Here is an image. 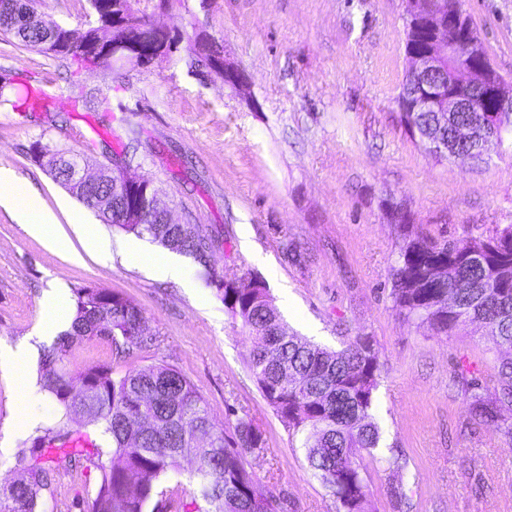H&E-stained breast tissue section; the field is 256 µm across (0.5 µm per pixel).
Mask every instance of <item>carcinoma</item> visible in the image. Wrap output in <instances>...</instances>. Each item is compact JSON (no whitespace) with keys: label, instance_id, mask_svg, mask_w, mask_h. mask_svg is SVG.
<instances>
[{"label":"carcinoma","instance_id":"1","mask_svg":"<svg viewBox=\"0 0 512 512\" xmlns=\"http://www.w3.org/2000/svg\"><path fill=\"white\" fill-rule=\"evenodd\" d=\"M83 31L93 38L112 39L107 17L112 7L128 12L137 22L148 18L140 0H88ZM0 31L25 47L54 57L81 56L76 43L64 52L55 40L65 27L37 10V0H0ZM401 120L416 144L437 133L456 141L458 126L490 119L505 133L503 143L512 145V113L487 117L490 103L476 98L475 111L450 112L444 124L436 112H408L398 97ZM33 157H48L44 166L52 177L102 220L127 233L147 235L153 241H176L174 251L196 257L201 238H210L202 225L199 234L183 224H164L159 214L144 213L138 224H125L127 196L112 192V167L100 166L98 181L72 183L69 159L35 143ZM512 224L492 233L469 236L465 242L438 241L428 236L406 235L393 273L391 296L407 321L426 326L437 336H450L467 323L492 327L491 350L497 355L498 392L484 396L482 387L466 383L471 416L512 439V423L504 418L512 411ZM251 288L224 285V307L241 321L256 340L249 367L266 402L299 437L313 475L322 483L343 512H367V484L362 474L364 455L374 456L381 433L372 414L380 385V367L370 343L357 339L341 350H330L291 334L285 327L266 283L253 279ZM140 309L123 297L99 288L76 292L70 329L43 352V388L63 407L53 428L36 436L38 454L26 460V476L0 484V512H39V499L47 486L43 467L45 452H58L57 460L78 467L83 458L101 455L98 448H64L70 437L68 422L88 414L105 420L104 433L112 447L109 462L100 466L90 512H279L280 495L255 491L256 474L248 456L261 449L262 434L250 421L236 426L235 436L212 423L205 400L177 369L157 364L131 370L120 378L112 368L88 367L72 376L62 370L67 353L78 342L98 338L112 344L117 358L132 356L153 343L142 335ZM94 381L95 400L86 403L81 389ZM196 451V492L191 502L176 499L157 479L179 469L186 449Z\"/></svg>","mask_w":512,"mask_h":512}]
</instances>
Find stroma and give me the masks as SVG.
<instances>
[{"mask_svg": "<svg viewBox=\"0 0 512 512\" xmlns=\"http://www.w3.org/2000/svg\"><path fill=\"white\" fill-rule=\"evenodd\" d=\"M495 69L512 79V0H461ZM404 0H185L160 23L203 36L249 80L246 90L202 80L184 51L137 68L93 67L51 57L0 35V83L46 96L44 112L0 106V166L27 180L51 209L69 249L83 242L69 222L81 201L30 154L34 142L82 154L88 173L137 137L133 176L148 180L177 221L192 218L214 238L210 266L189 261L196 288L121 260L86 255L73 264L27 235L0 209V344L34 334L52 281L68 293L90 286L120 294L142 312L154 346L118 360L110 343L71 348L69 372L108 365L114 376L154 364L177 368L204 398L216 428L237 418L259 426L250 457L260 492L282 491L287 512H338L313 477L303 448L264 400L248 361L253 338L224 308L221 279L264 280L291 331L331 350L362 338L378 354L373 414L382 448L409 466L391 473L364 457L372 512H512V439L475 423L461 375L497 390L488 326L436 336L394 304L392 268L404 232L463 241L512 224V157L489 163L436 161L400 122L408 68ZM409 222L391 223L392 208ZM35 424H13L15 375L0 368V483L21 475L32 440L60 419L46 390ZM40 512H86L96 464L47 460ZM402 487L397 499L393 487Z\"/></svg>", "mask_w": 512, "mask_h": 512, "instance_id": "obj_1", "label": "stroma"}]
</instances>
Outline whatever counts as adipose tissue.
<instances>
[{"mask_svg":"<svg viewBox=\"0 0 512 512\" xmlns=\"http://www.w3.org/2000/svg\"><path fill=\"white\" fill-rule=\"evenodd\" d=\"M22 185V180L11 169L0 167V208L10 213L26 234L51 249L64 250V239L54 213L46 209L32 191L23 190ZM70 222L84 235L88 249L103 261L109 262L118 256L126 262L151 268L159 278L175 280L186 290H193L192 273L173 257L152 252L134 241L113 244L111 239L86 224L81 212H72Z\"/></svg>","mask_w":512,"mask_h":512,"instance_id":"adipose-tissue-1","label":"adipose tissue"}]
</instances>
